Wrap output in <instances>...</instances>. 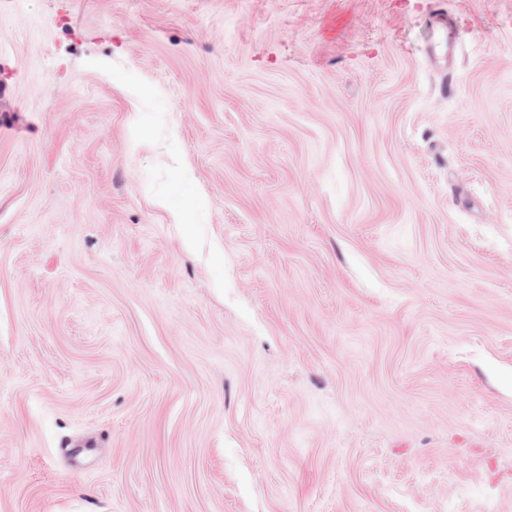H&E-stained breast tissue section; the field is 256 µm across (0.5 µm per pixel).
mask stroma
Masks as SVG:
<instances>
[{
    "mask_svg": "<svg viewBox=\"0 0 512 512\" xmlns=\"http://www.w3.org/2000/svg\"><path fill=\"white\" fill-rule=\"evenodd\" d=\"M432 5L0 0V512H512V0L448 91Z\"/></svg>",
    "mask_w": 512,
    "mask_h": 512,
    "instance_id": "1",
    "label": "stroma"
}]
</instances>
